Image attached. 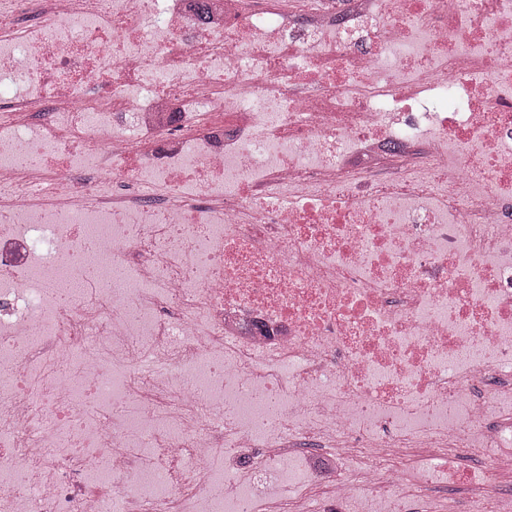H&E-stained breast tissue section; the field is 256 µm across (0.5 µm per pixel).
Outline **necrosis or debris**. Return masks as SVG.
Here are the masks:
<instances>
[{
    "instance_id": "necrosis-or-debris-1",
    "label": "necrosis or debris",
    "mask_w": 512,
    "mask_h": 512,
    "mask_svg": "<svg viewBox=\"0 0 512 512\" xmlns=\"http://www.w3.org/2000/svg\"><path fill=\"white\" fill-rule=\"evenodd\" d=\"M0 0V512H512V0Z\"/></svg>"
}]
</instances>
